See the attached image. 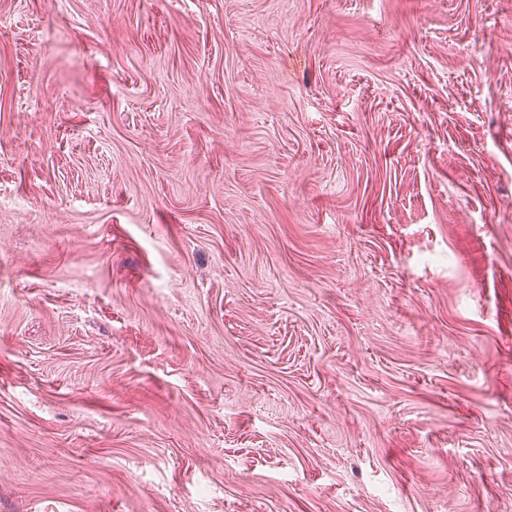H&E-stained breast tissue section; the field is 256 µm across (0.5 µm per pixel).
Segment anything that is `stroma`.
I'll return each instance as SVG.
<instances>
[{
  "label": "stroma",
  "instance_id": "obj_1",
  "mask_svg": "<svg viewBox=\"0 0 512 512\" xmlns=\"http://www.w3.org/2000/svg\"><path fill=\"white\" fill-rule=\"evenodd\" d=\"M512 506V0H0V512Z\"/></svg>",
  "mask_w": 512,
  "mask_h": 512
}]
</instances>
